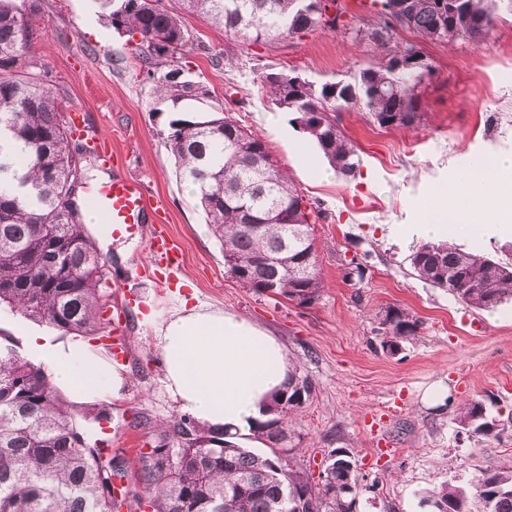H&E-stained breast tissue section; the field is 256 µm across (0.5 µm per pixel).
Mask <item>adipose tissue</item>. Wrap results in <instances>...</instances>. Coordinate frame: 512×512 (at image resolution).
Returning <instances> with one entry per match:
<instances>
[{
	"instance_id": "ef3b65f1",
	"label": "adipose tissue",
	"mask_w": 512,
	"mask_h": 512,
	"mask_svg": "<svg viewBox=\"0 0 512 512\" xmlns=\"http://www.w3.org/2000/svg\"><path fill=\"white\" fill-rule=\"evenodd\" d=\"M435 223L419 225L426 238L458 231H504L512 226V159L451 174L433 193ZM158 351L169 392L183 412L207 427L236 433L260 418L288 379L284 345L247 318L203 303H181L157 327ZM71 403L119 395L124 378L80 340L30 339Z\"/></svg>"
}]
</instances>
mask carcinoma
<instances>
[{
  "label": "carcinoma",
  "instance_id": "cac0c4a2",
  "mask_svg": "<svg viewBox=\"0 0 512 512\" xmlns=\"http://www.w3.org/2000/svg\"><path fill=\"white\" fill-rule=\"evenodd\" d=\"M107 27L130 42L147 63L155 82L158 112L177 113L185 100L210 102L194 119L171 118L163 131L180 180L197 186L200 206L224 253V267L236 281L258 294L282 296L299 306L314 303L323 288L315 242L297 230H311L314 210L275 161L263 138L224 115L212 92L192 80L182 65L190 53L183 21L189 13L224 29L242 43L293 38L322 30H351L355 38L377 46L402 29L430 42L479 43L489 33L504 0H463L464 10L448 13L439 0H373L372 23L339 24L344 16L328 4L337 0H179L171 11L161 0H97ZM39 0H0V308L62 335L92 336L98 331L109 269L86 233L80 205L68 210L63 198L75 180L93 168L87 146L74 140L59 109L58 94L29 55L40 36ZM166 71L157 73L159 67ZM430 69L380 64L359 71L352 83L316 85L291 72L259 76L276 106L298 114L294 121L324 124L308 131L333 170L351 177L359 170L352 142L336 124L334 112L359 105L382 128L420 123L416 89ZM26 158L16 174L14 152ZM276 255L288 267L265 262ZM415 275L445 289L467 306L489 310L512 299V263L465 252L447 241L424 242L409 255ZM382 350L394 355L401 342L418 335L420 321L399 307L386 310ZM304 392V398L297 397ZM315 392L312 380L294 369L270 399L251 434L267 446L263 452L239 445L238 434L210 429L181 416L176 441L160 435L139 452L129 473L124 451L89 444L79 411L70 407L42 367L25 360L12 338L0 343V512H116L114 482L135 479L125 488L138 512H357L364 477L342 449L328 453L329 463L316 484L292 463L300 435L291 415ZM459 422L491 435L497 429L483 404L459 408ZM512 512V468L478 476L475 495L442 484L425 496L431 512Z\"/></svg>",
  "mask_w": 512,
  "mask_h": 512
}]
</instances>
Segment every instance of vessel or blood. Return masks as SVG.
I'll return each instance as SVG.
<instances>
[{"label":"vessel or blood","instance_id":"obj_1","mask_svg":"<svg viewBox=\"0 0 512 512\" xmlns=\"http://www.w3.org/2000/svg\"><path fill=\"white\" fill-rule=\"evenodd\" d=\"M92 199L112 236L139 235L151 229L148 246L154 260L169 268L182 265L183 253L163 223L165 204L151 199L142 181L112 176L93 189Z\"/></svg>","mask_w":512,"mask_h":512}]
</instances>
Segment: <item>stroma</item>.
Listing matches in <instances>:
<instances>
[{"instance_id": "35a3bbf8", "label": "stroma", "mask_w": 512, "mask_h": 512, "mask_svg": "<svg viewBox=\"0 0 512 512\" xmlns=\"http://www.w3.org/2000/svg\"><path fill=\"white\" fill-rule=\"evenodd\" d=\"M44 34L29 53L56 82L63 115L81 111L91 132L108 139L123 172L142 179L166 201L165 220L183 251L173 285L160 289V269L146 239L101 238L86 230L111 270L110 307L99 336L87 342L108 354L101 337L124 322L132 359L122 369V394L88 405L106 420L82 421L88 442L148 448L182 411L166 387L154 320L167 318L180 297L248 318L287 349L292 365L314 382L312 398L296 412L301 443L295 457L317 479L329 451L346 449L365 477L357 512H429L426 492L444 483L473 488L482 471L512 467V303L492 311L467 307L448 291L415 276L409 260L429 223L433 188L454 171L512 156V13L497 15L486 41L423 43L432 71L418 85L422 119L412 128L386 129L368 112L341 109L338 126L358 150L355 176H338L318 147L259 84L260 73L294 72L322 84L350 81L384 62V50L344 32L314 31L273 42L244 44L223 29L191 18L197 49L188 60L193 79L206 85L226 116L256 131L297 189L319 211L313 236L325 287L311 305L243 288L224 267L220 245L196 195L176 176L160 132L155 85L124 39L102 21L96 0H41ZM362 276H353L355 267ZM389 306L421 323L396 354L380 348L379 317ZM60 333L48 324L0 311V332L19 354L40 364L28 337ZM444 382L442 405L422 401ZM482 402L497 429L481 435L463 428L459 407Z\"/></svg>"}]
</instances>
